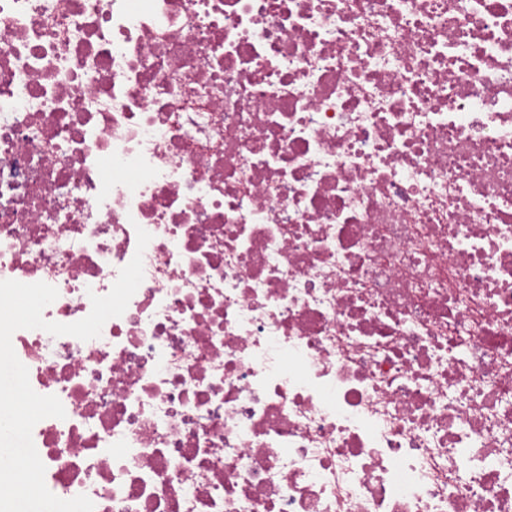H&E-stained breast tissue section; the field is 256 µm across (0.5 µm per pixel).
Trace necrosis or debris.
Listing matches in <instances>:
<instances>
[{
	"label": "necrosis or debris",
	"instance_id": "4bbe7bcc",
	"mask_svg": "<svg viewBox=\"0 0 512 512\" xmlns=\"http://www.w3.org/2000/svg\"><path fill=\"white\" fill-rule=\"evenodd\" d=\"M138 252L12 335L55 496L512 512V0H0V280Z\"/></svg>",
	"mask_w": 512,
	"mask_h": 512
}]
</instances>
